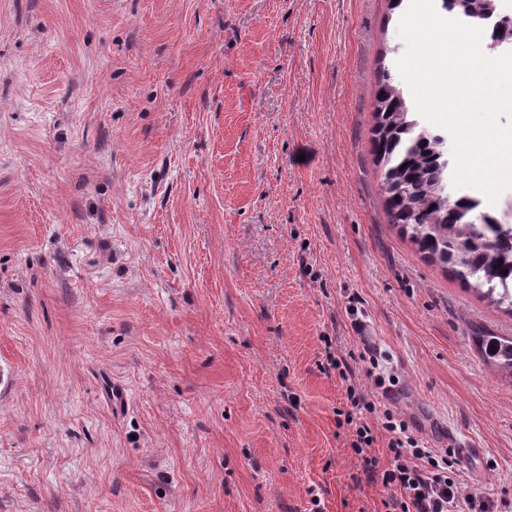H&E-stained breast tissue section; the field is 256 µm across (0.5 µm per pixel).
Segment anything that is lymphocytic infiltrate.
Instances as JSON below:
<instances>
[{
  "mask_svg": "<svg viewBox=\"0 0 512 512\" xmlns=\"http://www.w3.org/2000/svg\"><path fill=\"white\" fill-rule=\"evenodd\" d=\"M329 364L344 381L352 413L358 418L350 447L362 459L368 479L384 488V512H491L483 496L463 489L453 449L421 446L405 420L391 410L376 409L346 358H330ZM367 413L375 415V422L364 421ZM380 439L390 454L383 469L371 452Z\"/></svg>",
  "mask_w": 512,
  "mask_h": 512,
  "instance_id": "1",
  "label": "lymphocytic infiltrate"
}]
</instances>
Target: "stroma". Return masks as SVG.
I'll use <instances>...</instances> for the list:
<instances>
[{
    "label": "stroma",
    "mask_w": 512,
    "mask_h": 512,
    "mask_svg": "<svg viewBox=\"0 0 512 512\" xmlns=\"http://www.w3.org/2000/svg\"><path fill=\"white\" fill-rule=\"evenodd\" d=\"M401 16L0 0V512H380L331 352L512 502V378L475 341L512 316L423 258L378 184Z\"/></svg>",
    "instance_id": "obj_1"
}]
</instances>
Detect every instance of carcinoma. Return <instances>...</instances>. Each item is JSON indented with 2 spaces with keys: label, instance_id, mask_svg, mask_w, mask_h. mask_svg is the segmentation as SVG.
I'll return each instance as SVG.
<instances>
[{
  "label": "carcinoma",
  "instance_id": "1",
  "mask_svg": "<svg viewBox=\"0 0 512 512\" xmlns=\"http://www.w3.org/2000/svg\"><path fill=\"white\" fill-rule=\"evenodd\" d=\"M497 0H440V8L469 24H482ZM375 166L389 223L423 257L468 289L512 312V204L509 219L450 190L453 159L448 137L423 126L402 81L382 66L373 102ZM491 363L512 376V337L478 336Z\"/></svg>",
  "mask_w": 512,
  "mask_h": 512
}]
</instances>
